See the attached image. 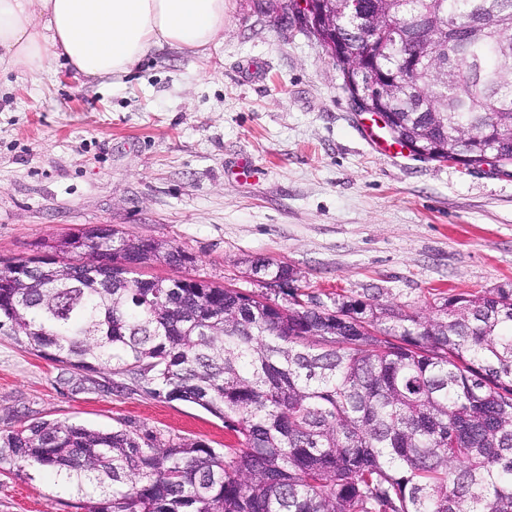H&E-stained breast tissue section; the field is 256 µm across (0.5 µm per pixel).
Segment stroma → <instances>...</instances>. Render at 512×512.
I'll list each match as a JSON object with an SVG mask.
<instances>
[{"mask_svg":"<svg viewBox=\"0 0 512 512\" xmlns=\"http://www.w3.org/2000/svg\"><path fill=\"white\" fill-rule=\"evenodd\" d=\"M205 55L163 47L127 77L0 76V262L37 242L109 224L192 258L146 278L191 276L255 292L248 269L288 263L331 307L376 299L424 315L458 293L512 289V166L465 168L383 153L367 138L335 60L290 0H226ZM251 171L237 173L241 161ZM94 383L0 336V431L34 421L232 443L224 422L179 400ZM53 476L0 468V512H76Z\"/></svg>","mask_w":512,"mask_h":512,"instance_id":"1","label":"stroma"}]
</instances>
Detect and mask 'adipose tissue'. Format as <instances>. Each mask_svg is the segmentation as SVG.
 <instances>
[{
    "label": "adipose tissue",
    "instance_id": "adipose-tissue-1",
    "mask_svg": "<svg viewBox=\"0 0 512 512\" xmlns=\"http://www.w3.org/2000/svg\"><path fill=\"white\" fill-rule=\"evenodd\" d=\"M223 31L224 0H0V73L61 58L119 78L164 45L205 53Z\"/></svg>",
    "mask_w": 512,
    "mask_h": 512
}]
</instances>
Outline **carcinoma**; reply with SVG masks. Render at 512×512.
Returning a JSON list of instances; mask_svg holds the SVG:
<instances>
[{
	"instance_id": "carcinoma-1",
	"label": "carcinoma",
	"mask_w": 512,
	"mask_h": 512,
	"mask_svg": "<svg viewBox=\"0 0 512 512\" xmlns=\"http://www.w3.org/2000/svg\"><path fill=\"white\" fill-rule=\"evenodd\" d=\"M341 0L320 38L354 95L404 70L388 94L392 138L422 157L453 146L512 163V0ZM0 266V336L82 375L102 367L154 398L224 420L222 449L119 424L40 421L0 433V464L48 472L83 512H512V290L454 294L429 316L294 288L259 299L202 279L137 271L191 262L169 242L107 224L44 240ZM102 256L92 270L83 254ZM69 256L63 271L51 253ZM250 273L296 282L272 260Z\"/></svg>"
}]
</instances>
